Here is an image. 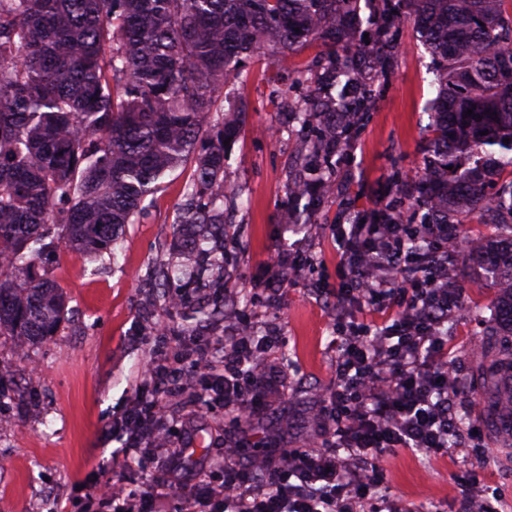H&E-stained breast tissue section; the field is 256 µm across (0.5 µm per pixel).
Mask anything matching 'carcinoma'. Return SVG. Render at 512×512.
<instances>
[{
    "label": "carcinoma",
    "instance_id": "1",
    "mask_svg": "<svg viewBox=\"0 0 512 512\" xmlns=\"http://www.w3.org/2000/svg\"><path fill=\"white\" fill-rule=\"evenodd\" d=\"M360 0H0V330L41 341L66 319L47 269L60 247L115 255L145 198L193 165L169 244L177 264L153 267L164 304L202 323L224 321V234L234 197L224 184L233 124L213 117L216 93L261 51L288 58L327 47L299 118L312 136L289 187L318 201L336 186V139L351 140L374 107L370 85L390 60L350 26ZM379 37L413 22L436 71L430 149L406 200L426 224H501L512 234V0H377ZM472 115H467L468 110ZM488 134H483V131ZM361 224L403 223L386 203ZM509 285L474 310L487 329L473 360L474 404H497L512 383V244L488 267Z\"/></svg>",
    "mask_w": 512,
    "mask_h": 512
}]
</instances>
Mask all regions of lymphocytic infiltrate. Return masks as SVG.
Masks as SVG:
<instances>
[{
    "instance_id": "obj_1",
    "label": "lymphocytic infiltrate",
    "mask_w": 512,
    "mask_h": 512,
    "mask_svg": "<svg viewBox=\"0 0 512 512\" xmlns=\"http://www.w3.org/2000/svg\"><path fill=\"white\" fill-rule=\"evenodd\" d=\"M404 231L401 224L336 227V299L378 317L353 318L341 328L336 380L312 445L247 462L229 445L222 479L208 473L181 486L173 478L182 450L158 420L160 397L196 391L239 424L269 405L274 392L269 354L279 338L231 310L222 336L186 348L175 366H153L151 392L137 391L115 426L123 455L154 467L152 485L105 495L112 512H167L171 498L175 512H402L383 492L380 457L457 451L448 442L447 378L448 314L459 294L448 288V255L461 238L454 225H426L430 252L419 264L407 254Z\"/></svg>"
}]
</instances>
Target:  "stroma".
Returning a JSON list of instances; mask_svg holds the SVG:
<instances>
[{
  "instance_id": "35a3bbf8",
  "label": "stroma",
  "mask_w": 512,
  "mask_h": 512,
  "mask_svg": "<svg viewBox=\"0 0 512 512\" xmlns=\"http://www.w3.org/2000/svg\"><path fill=\"white\" fill-rule=\"evenodd\" d=\"M398 49L374 81L375 107L359 124L336 164V193L306 205L288 192L298 171L296 147L304 134L293 111L308 92L321 47L312 43L279 63L245 59L238 78L218 94V115L237 119L239 129L224 157V179L240 197L230 213L224 240L232 277L229 293L258 326L280 330L279 357L293 363L288 392L262 410L249 428L224 417L220 404L197 415L195 394L162 398L160 415L179 434L184 450L182 477L221 458L225 438L239 441L245 456L274 455L300 446L318 428L322 405L336 378V300L320 292L335 284L334 236L342 211L350 215L378 208L395 196L396 180L414 181L424 171L429 138L428 103L436 92L431 58L411 24L397 34ZM188 171L166 177L145 201L139 223L128 225L116 258L90 260L61 249L51 275L68 300L69 312L57 336L28 345L17 355L16 336L0 331V512H106L81 497L78 486L100 478L130 489L148 485L135 461L113 459L119 440L110 436L124 416L155 356L162 328L180 331L170 349L208 336L190 308L161 306L149 277L156 259L167 257L176 208ZM309 223L289 232L298 212ZM313 261L284 282L275 302H266L269 264L284 244ZM448 342L462 374L460 406L471 399L470 367L463 359L484 326L474 314L499 295L498 283L483 274L462 277ZM472 450L428 458L401 452L388 457L386 493L409 512H459L465 477L497 491V512H512V461L505 460L496 431L472 415Z\"/></svg>"
}]
</instances>
